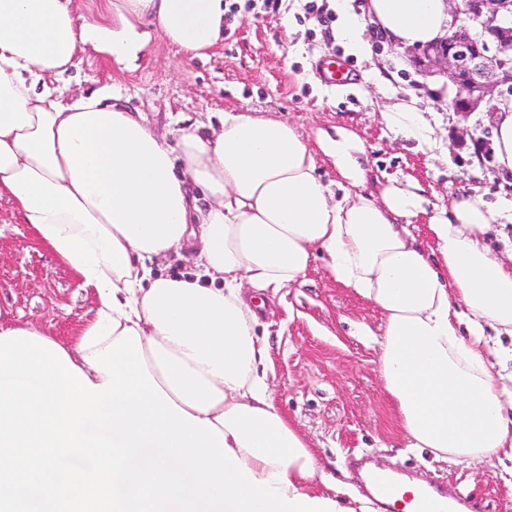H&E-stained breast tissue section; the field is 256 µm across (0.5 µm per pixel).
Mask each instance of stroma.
Wrapping results in <instances>:
<instances>
[{
  "mask_svg": "<svg viewBox=\"0 0 512 512\" xmlns=\"http://www.w3.org/2000/svg\"><path fill=\"white\" fill-rule=\"evenodd\" d=\"M364 2L288 0L287 11L275 17L235 16L223 42L204 58L185 57L155 38L129 68L88 47L77 57L70 93L119 85L152 129L171 134L177 116L205 122L229 109L274 113L313 145L321 132L342 128L360 145L364 192L416 182L429 209L474 191L492 202L511 201L512 186L502 183L495 168L488 113L465 115L434 104L432 76L420 72L404 48L375 41L371 28L362 32L372 43L368 56L337 36L343 14L360 13ZM321 58L344 61L356 85L322 84L314 69ZM411 100L432 130L427 141L396 136L383 118L390 107ZM95 308L93 292L37 244L29 226L1 200L0 319L48 330L71 345ZM260 315L271 347L276 402L345 494H369L352 464L364 455L449 496L469 497L479 512H512L511 459L439 462L430 451L404 450L373 339L382 330V315L336 283L321 260L312 261L284 299L267 300ZM359 325L369 335H357Z\"/></svg>",
  "mask_w": 512,
  "mask_h": 512,
  "instance_id": "stroma-1",
  "label": "stroma"
}]
</instances>
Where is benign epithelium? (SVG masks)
Returning a JSON list of instances; mask_svg holds the SVG:
<instances>
[{"label":"benign epithelium","instance_id":"obj_1","mask_svg":"<svg viewBox=\"0 0 512 512\" xmlns=\"http://www.w3.org/2000/svg\"><path fill=\"white\" fill-rule=\"evenodd\" d=\"M451 33L416 63L443 74L448 110L495 113L512 104V0H448Z\"/></svg>","mask_w":512,"mask_h":512}]
</instances>
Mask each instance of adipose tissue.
Returning a JSON list of instances; mask_svg holds the SVG:
<instances>
[{"instance_id":"obj_1","label":"adipose tissue","mask_w":512,"mask_h":512,"mask_svg":"<svg viewBox=\"0 0 512 512\" xmlns=\"http://www.w3.org/2000/svg\"><path fill=\"white\" fill-rule=\"evenodd\" d=\"M121 24L130 63L151 35L195 58L224 36L223 0H99ZM377 33L407 46L443 37L446 0H368ZM146 32H137L136 23ZM71 0H0V200L97 300L67 354L86 362L137 330L155 381L209 420L263 480L317 497L319 459L275 405L259 311L303 276L314 255L383 314L384 390L409 447L443 461L512 459V255L486 239L512 220L507 204L463 194L425 212L419 184L358 190V143L321 139L336 184L317 174L306 139L287 122L229 110L218 123L182 118L168 142L129 111L119 87L70 98L79 44ZM425 216L427 244L410 231ZM190 249L189 275H153L152 259Z\"/></svg>"}]
</instances>
